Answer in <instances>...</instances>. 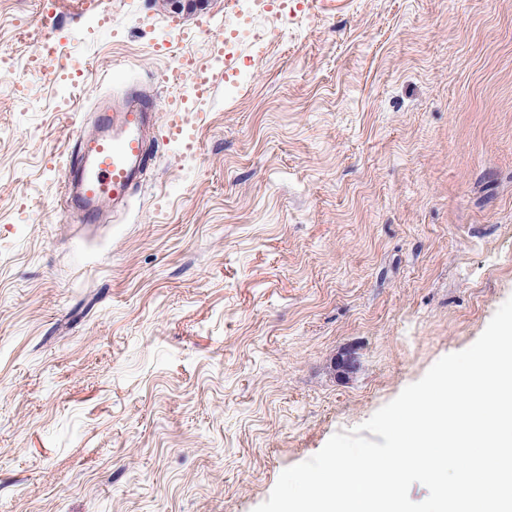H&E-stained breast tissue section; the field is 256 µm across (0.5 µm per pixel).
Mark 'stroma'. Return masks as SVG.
I'll return each instance as SVG.
<instances>
[{"mask_svg":"<svg viewBox=\"0 0 512 512\" xmlns=\"http://www.w3.org/2000/svg\"><path fill=\"white\" fill-rule=\"evenodd\" d=\"M0 0L76 71L0 70V512H253L512 297V0H284L208 57L198 150L102 224L59 212L74 130L253 0ZM354 356L353 373L335 362Z\"/></svg>","mask_w":512,"mask_h":512,"instance_id":"stroma-1","label":"stroma"}]
</instances>
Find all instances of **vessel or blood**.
<instances>
[{"mask_svg": "<svg viewBox=\"0 0 512 512\" xmlns=\"http://www.w3.org/2000/svg\"><path fill=\"white\" fill-rule=\"evenodd\" d=\"M60 57L58 43L45 35L37 42L31 64L42 72ZM178 67L193 77L190 99L174 97L153 103L141 92L131 91L117 105L97 107L95 133L77 131L68 176L76 190L73 202L87 223L97 221L103 202H127L131 186L143 178L151 161L145 131L155 114H162L169 141L182 153L196 149L198 108L211 97L213 74L201 57L193 54L183 56Z\"/></svg>", "mask_w": 512, "mask_h": 512, "instance_id": "b4317fda", "label": "vessel or blood"}]
</instances>
